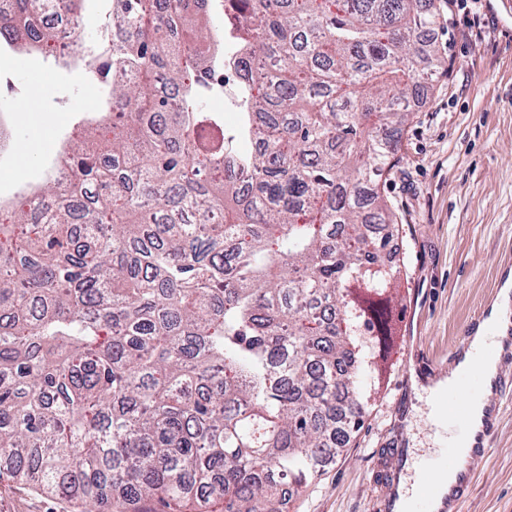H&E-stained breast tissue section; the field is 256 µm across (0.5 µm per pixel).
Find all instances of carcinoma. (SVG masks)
Returning a JSON list of instances; mask_svg holds the SVG:
<instances>
[{
    "label": "carcinoma",
    "mask_w": 512,
    "mask_h": 512,
    "mask_svg": "<svg viewBox=\"0 0 512 512\" xmlns=\"http://www.w3.org/2000/svg\"><path fill=\"white\" fill-rule=\"evenodd\" d=\"M209 2L112 0L92 45L0 17L112 87L105 152L0 224V476L116 512H281L345 452L396 335L379 183L448 70L431 0H222L219 40ZM240 78L239 73L233 67L224 70V87L228 88L224 90V95L213 99L210 102V107L218 112H224V121L228 125H232L235 120V112L237 109L231 106L229 98L233 90L239 84Z\"/></svg>",
    "instance_id": "1"
}]
</instances>
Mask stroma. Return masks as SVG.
Masks as SVG:
<instances>
[{
	"label": "stroma",
	"mask_w": 512,
	"mask_h": 512,
	"mask_svg": "<svg viewBox=\"0 0 512 512\" xmlns=\"http://www.w3.org/2000/svg\"><path fill=\"white\" fill-rule=\"evenodd\" d=\"M432 35L448 71L417 97L399 160L381 184L397 216L403 302L397 322L413 338L396 348L375 404L344 454L284 512H379L377 463L407 441L422 457L457 441L459 421L434 414L426 388L406 368L447 373L464 327L491 300L512 263V14L495 0H434ZM0 117L20 145L0 156V201L19 185L42 186L60 145L77 138L107 90L79 68L63 69L32 52H0ZM492 451L461 512H512V395L503 403ZM0 512H110L68 495L0 483Z\"/></svg>",
	"instance_id": "obj_1"
}]
</instances>
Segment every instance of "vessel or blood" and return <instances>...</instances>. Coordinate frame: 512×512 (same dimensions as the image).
I'll return each mask as SVG.
<instances>
[{"label":"vessel or blood","mask_w":512,"mask_h":512,"mask_svg":"<svg viewBox=\"0 0 512 512\" xmlns=\"http://www.w3.org/2000/svg\"><path fill=\"white\" fill-rule=\"evenodd\" d=\"M507 309L484 307L467 330V342L454 355V374L437 385L434 400L444 410L460 392L468 399L457 407L462 421L460 440L443 454L414 465L409 448L390 449L380 464L384 492L381 512H460L462 501L479 468L491 451L507 391L512 390V289ZM484 334L488 344L475 349L471 343Z\"/></svg>","instance_id":"1"}]
</instances>
